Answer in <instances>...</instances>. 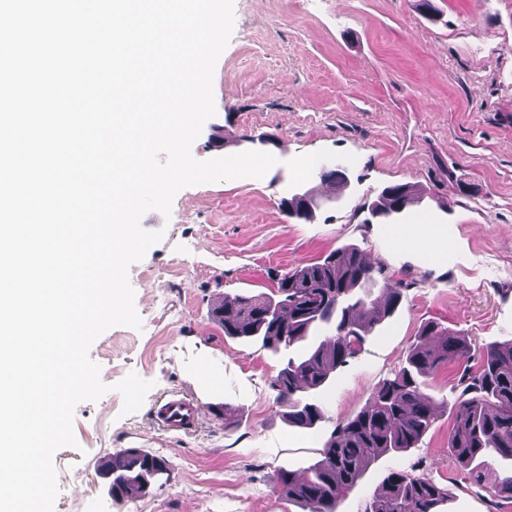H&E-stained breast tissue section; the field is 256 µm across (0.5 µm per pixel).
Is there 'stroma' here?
Masks as SVG:
<instances>
[{
    "instance_id": "1",
    "label": "stroma",
    "mask_w": 512,
    "mask_h": 512,
    "mask_svg": "<svg viewBox=\"0 0 512 512\" xmlns=\"http://www.w3.org/2000/svg\"><path fill=\"white\" fill-rule=\"evenodd\" d=\"M430 3L234 0L213 77L216 113L191 153L244 152L264 134L278 163L259 179L185 187L170 215H143L142 227L163 237L129 269L141 326L111 327L91 346L109 390L75 408L78 445L53 459L54 512L75 502L85 512H302L276 492L277 472L319 460L425 322L468 336L477 351L512 339V0ZM324 165L344 167L345 190L321 181ZM403 183L425 192L405 218L423 231L397 241L388 225L368 223L367 206ZM301 189L322 202L310 222L280 206ZM349 244L381 260L402 301L320 394L321 421L291 427L271 388L281 356L225 336L211 310L227 296L272 292L271 272ZM131 373L152 387L127 414L115 386ZM176 394L204 407L190 430H166L152 415ZM228 409L235 425L224 423ZM452 427L441 413L418 447L379 458L338 512H365L389 472L420 463L448 489L441 512H512L495 504L492 481L474 485L449 464ZM130 448L166 471L146 496L117 499L100 467Z\"/></svg>"
}]
</instances>
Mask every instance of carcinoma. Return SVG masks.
I'll list each match as a JSON object with an SVG mask.
<instances>
[{"label":"carcinoma","instance_id":"obj_1","mask_svg":"<svg viewBox=\"0 0 512 512\" xmlns=\"http://www.w3.org/2000/svg\"><path fill=\"white\" fill-rule=\"evenodd\" d=\"M425 193L409 183L384 187L370 211L408 207ZM402 288L385 275L381 261L359 248L340 247L318 261L288 272L277 293L226 298L213 317L233 339L258 340L274 353L301 347L271 382L282 417L311 428L322 419L319 394L331 375L357 357L376 326L397 311ZM471 344L438 322L425 323L398 369L373 389L365 405L347 419L321 450V459L299 475L281 469L276 488L303 512H337L343 496L380 457L414 448L433 427L439 409L450 408L448 463L468 470L478 484L488 459L512 460V341L488 346L479 364L458 372L451 404L424 392L448 358H469ZM101 471L112 476L114 497L136 498L165 472L164 461L131 449L112 457ZM494 493L512 500V470L497 479ZM448 488L420 473L393 471L375 491L365 512H438Z\"/></svg>","mask_w":512,"mask_h":512}]
</instances>
